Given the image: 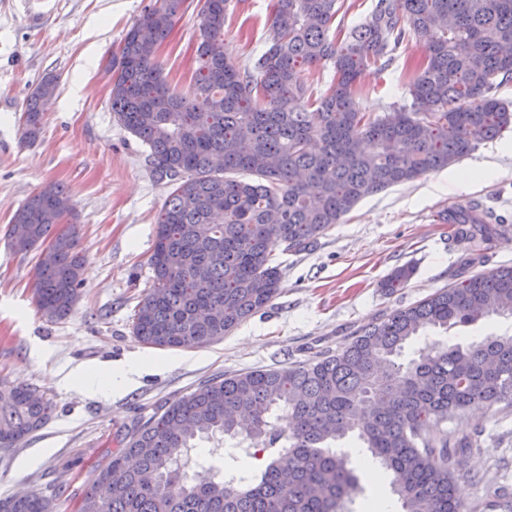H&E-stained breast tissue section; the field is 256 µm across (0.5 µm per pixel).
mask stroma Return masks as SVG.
Wrapping results in <instances>:
<instances>
[{
  "label": "stroma",
  "mask_w": 512,
  "mask_h": 512,
  "mask_svg": "<svg viewBox=\"0 0 512 512\" xmlns=\"http://www.w3.org/2000/svg\"><path fill=\"white\" fill-rule=\"evenodd\" d=\"M155 0H0V381L31 384L54 404L51 419L19 447L0 450V499L40 491L52 512H77L99 469L126 434L160 406L221 375L282 368L339 349L351 332L414 304L456 280L461 251L438 220L451 203L475 201L512 223V130L479 143L452 168L373 194L312 250L273 248L282 263L279 295L264 310L202 348L161 350L132 334V315L152 285L149 257L157 217L170 192L146 147L114 119L109 64L126 31ZM272 0H230L224 44L240 66L273 36ZM199 19L187 10L159 49L170 85L189 91ZM426 53L410 39L398 63L367 69L356 87L362 111L386 114L409 103L406 85ZM59 94L44 107L36 140L22 137L27 99L45 77ZM475 179L451 184V171ZM61 183L73 214L63 223L85 256L78 301L64 320L48 321L34 301L37 251L8 243L16 210L31 195ZM412 266L405 288L378 286L393 269ZM149 365L133 382L91 394L69 380L79 366L116 373L128 362ZM443 427L476 448L463 458L459 497L469 512H512V407L463 410ZM362 487L351 512H376V493L397 498L380 467H358ZM500 489L492 497V489Z\"/></svg>",
  "instance_id": "35a3bbf8"
}]
</instances>
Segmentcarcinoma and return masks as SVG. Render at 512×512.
Returning <instances> with one entry per match:
<instances>
[{"instance_id": "obj_1", "label": "carcinoma", "mask_w": 512, "mask_h": 512, "mask_svg": "<svg viewBox=\"0 0 512 512\" xmlns=\"http://www.w3.org/2000/svg\"><path fill=\"white\" fill-rule=\"evenodd\" d=\"M345 2L273 0V43L242 70L208 48L224 43L229 0H204L186 93L166 81L154 52L189 0H156L124 35L112 59V112L172 186L149 259L152 286L132 322L142 344L188 349L223 339L279 294L276 243L307 251L364 197L444 168L512 125V110L496 97L512 80V0H376L339 40L330 31ZM412 36L426 57L407 85L410 108L360 111L363 69H388ZM326 64L333 79L314 97L302 72ZM42 86L59 92L46 77L31 93L28 140L41 133ZM51 189L53 197L41 190L15 212L12 247L46 246L35 303L61 320L77 302L85 256L74 234L56 231L72 204L65 187ZM446 222L469 268L508 233L505 219L475 202ZM412 275L397 267L379 287L393 294ZM506 313L512 266L466 275L361 326L336 352L206 381L118 440L79 512H346L359 485L337 443L351 435L390 472L400 512H468L453 457L473 442L448 439L441 424L456 411L512 404V335L398 359L427 331L474 328ZM52 410L36 388L1 380L0 449L20 445ZM281 413L285 431L274 424ZM218 434L276 451L264 470L236 469L229 482L187 475L180 456ZM0 502L6 512H50L38 492Z\"/></svg>"}]
</instances>
